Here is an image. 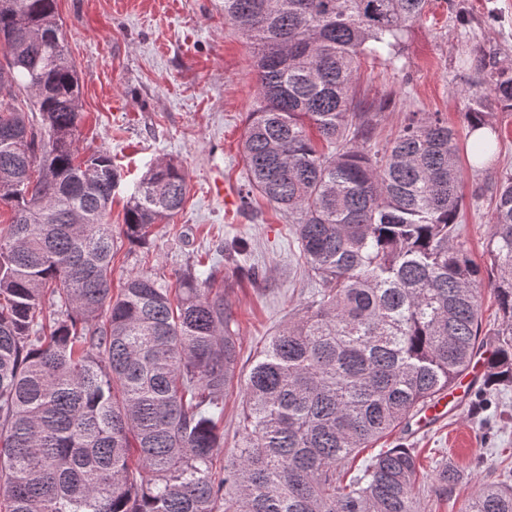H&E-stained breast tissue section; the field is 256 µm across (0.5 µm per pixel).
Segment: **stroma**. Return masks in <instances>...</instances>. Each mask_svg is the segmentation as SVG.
I'll list each match as a JSON object with an SVG mask.
<instances>
[{"mask_svg":"<svg viewBox=\"0 0 512 512\" xmlns=\"http://www.w3.org/2000/svg\"><path fill=\"white\" fill-rule=\"evenodd\" d=\"M491 10L500 17L492 29L483 24ZM57 12L81 89L80 154L109 153L122 176L109 215L113 227L121 228L127 197L154 163L174 162L188 182L183 209L155 228L148 247L119 241L113 288L131 274L172 284L178 272L206 257L232 304L241 362L250 367L265 339L314 291L287 215L259 196L250 205L241 203L246 170L240 144L256 104L251 49L225 25L223 0H57ZM491 46L500 62L512 64V0H431L399 61L365 65L359 86L365 104L386 103L378 142L394 136L410 112L439 113L455 130L464 169L461 192L468 199L459 233L482 266L488 261L491 200L473 202L469 196L497 171H512V112L497 115L507 136L494 167H473L461 99L470 75L460 59ZM234 238L249 245L235 262L220 251ZM480 383V374L469 371L449 413L362 449L350 460L351 469L362 468L381 447L416 449L419 486L426 489L444 468L458 475L448 496L422 494L425 512H460L476 489L499 481L512 465V388L493 398L483 426L466 414Z\"/></svg>","mask_w":512,"mask_h":512,"instance_id":"stroma-1","label":"stroma"}]
</instances>
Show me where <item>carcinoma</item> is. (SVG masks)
I'll return each mask as SVG.
<instances>
[{"instance_id":"cac0c4a2","label":"carcinoma","mask_w":512,"mask_h":512,"mask_svg":"<svg viewBox=\"0 0 512 512\" xmlns=\"http://www.w3.org/2000/svg\"><path fill=\"white\" fill-rule=\"evenodd\" d=\"M428 0H224V23L253 49L258 103L241 153L244 204L259 194L292 218L317 296L269 336L248 374L235 319L203 263L177 288L138 274L112 292L117 236L148 242L188 190L151 166L115 234L121 174L80 158V87L56 0H0V512H419V457L386 448L350 479L363 448L448 390L480 352L469 412L512 387V172L496 177L489 264L457 233L456 133L412 112L382 149L360 107L362 60L394 62ZM472 157L502 138L512 65L469 62ZM331 152L319 150L317 141ZM500 326L485 329L481 293ZM243 381L238 444L224 400ZM463 512H512V480L485 484ZM239 388L234 385L224 403V446L218 451V460L224 462V457L231 454L237 446V431L242 425V397Z\"/></svg>"}]
</instances>
